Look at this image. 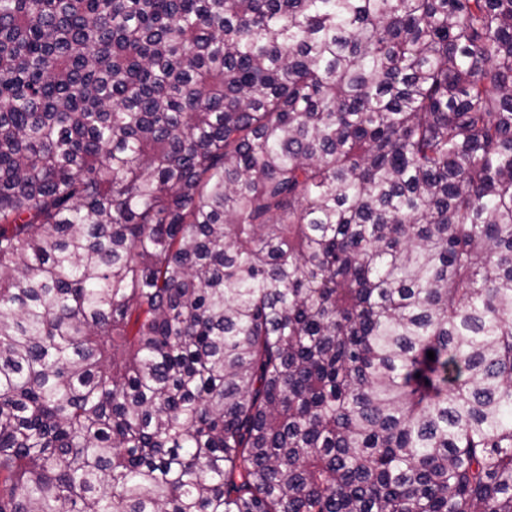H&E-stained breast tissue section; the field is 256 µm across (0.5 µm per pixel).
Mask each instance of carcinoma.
Instances as JSON below:
<instances>
[{"mask_svg": "<svg viewBox=\"0 0 512 512\" xmlns=\"http://www.w3.org/2000/svg\"><path fill=\"white\" fill-rule=\"evenodd\" d=\"M0 512H512V0H0Z\"/></svg>", "mask_w": 512, "mask_h": 512, "instance_id": "carcinoma-1", "label": "carcinoma"}]
</instances>
